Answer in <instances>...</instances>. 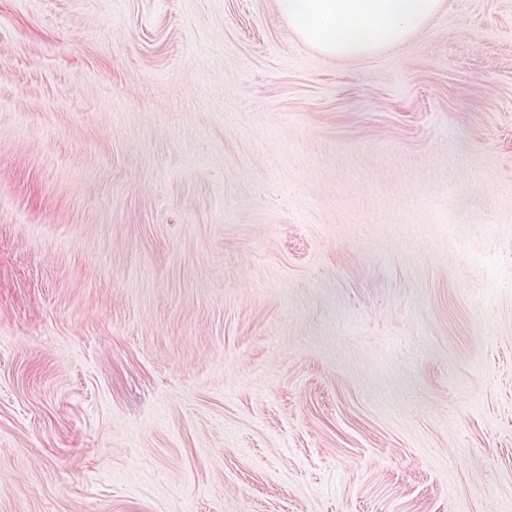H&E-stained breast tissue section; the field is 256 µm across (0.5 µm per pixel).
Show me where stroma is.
Instances as JSON below:
<instances>
[{
  "label": "stroma",
  "mask_w": 512,
  "mask_h": 512,
  "mask_svg": "<svg viewBox=\"0 0 512 512\" xmlns=\"http://www.w3.org/2000/svg\"><path fill=\"white\" fill-rule=\"evenodd\" d=\"M0 512H512V0H0ZM294 33L336 58L366 56L425 28L443 0H279Z\"/></svg>",
  "instance_id": "stroma-1"
}]
</instances>
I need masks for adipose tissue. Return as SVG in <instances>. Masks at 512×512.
I'll return each instance as SVG.
<instances>
[{"instance_id":"adipose-tissue-1","label":"adipose tissue","mask_w":512,"mask_h":512,"mask_svg":"<svg viewBox=\"0 0 512 512\" xmlns=\"http://www.w3.org/2000/svg\"><path fill=\"white\" fill-rule=\"evenodd\" d=\"M279 6L302 41L331 57L355 58L419 32L443 0H279Z\"/></svg>"}]
</instances>
